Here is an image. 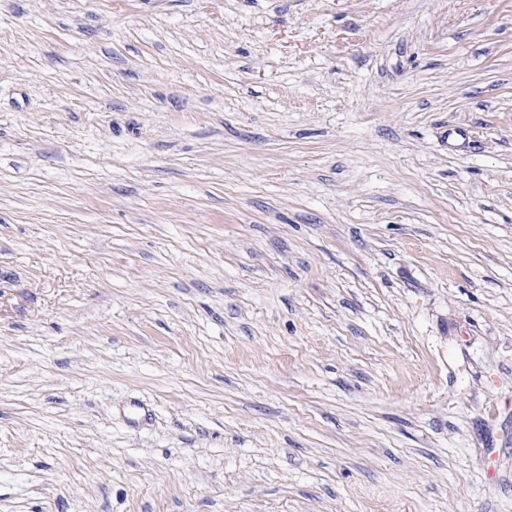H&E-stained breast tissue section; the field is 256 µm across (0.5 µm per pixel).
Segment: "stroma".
<instances>
[{"instance_id":"35a3bbf8","label":"stroma","mask_w":512,"mask_h":512,"mask_svg":"<svg viewBox=\"0 0 512 512\" xmlns=\"http://www.w3.org/2000/svg\"><path fill=\"white\" fill-rule=\"evenodd\" d=\"M0 512H512V0H0Z\"/></svg>"}]
</instances>
